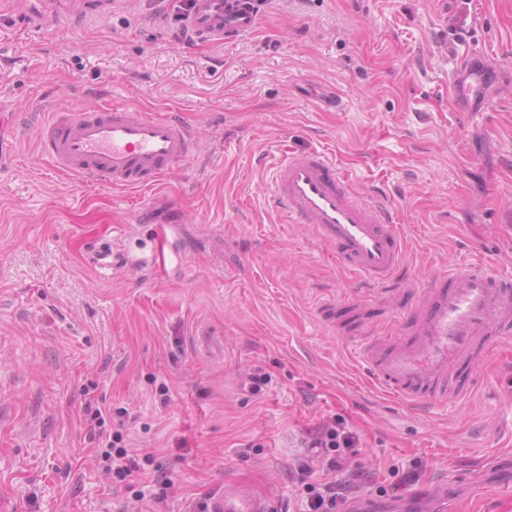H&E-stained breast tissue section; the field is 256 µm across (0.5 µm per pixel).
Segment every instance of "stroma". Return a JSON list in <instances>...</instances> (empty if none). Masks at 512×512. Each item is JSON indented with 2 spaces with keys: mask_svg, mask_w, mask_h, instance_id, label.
Here are the masks:
<instances>
[{
  "mask_svg": "<svg viewBox=\"0 0 512 512\" xmlns=\"http://www.w3.org/2000/svg\"><path fill=\"white\" fill-rule=\"evenodd\" d=\"M178 27L156 0H0V498L198 512L235 481L300 512L288 469L334 416L378 483L420 474L354 512H481L512 493V366L479 365L471 395L414 412L368 388L359 359L368 339L406 335L419 293L473 253L512 275V0H269L224 45ZM473 50L501 81L486 111L460 112L452 75ZM114 98L195 134L156 189L86 186L40 156L52 113ZM309 147L400 213L388 284L354 281L307 225L277 223L268 159ZM93 242L124 262L100 268ZM257 371L271 381L256 393ZM90 405L171 477L163 500L150 475L129 490L105 473Z\"/></svg>",
  "mask_w": 512,
  "mask_h": 512,
  "instance_id": "stroma-1",
  "label": "stroma"
}]
</instances>
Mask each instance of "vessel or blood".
<instances>
[{
    "label": "vessel or blood",
    "mask_w": 512,
    "mask_h": 512,
    "mask_svg": "<svg viewBox=\"0 0 512 512\" xmlns=\"http://www.w3.org/2000/svg\"><path fill=\"white\" fill-rule=\"evenodd\" d=\"M267 0H193L184 23L199 39L224 44L251 35ZM498 74L479 52L455 69V104L482 112ZM43 158L84 183L150 188L194 152L191 130L176 116L117 103L61 112L39 137ZM274 208L284 222L304 224L333 248L361 281L390 282L403 251L400 219L381 200H359L333 154L310 147L281 155L273 166ZM408 320L411 338L375 340L361 360L383 395L412 409L447 395L471 394L477 363L512 343V279L471 263L432 283ZM209 512H269L266 504L229 484Z\"/></svg>",
    "instance_id": "1"
}]
</instances>
